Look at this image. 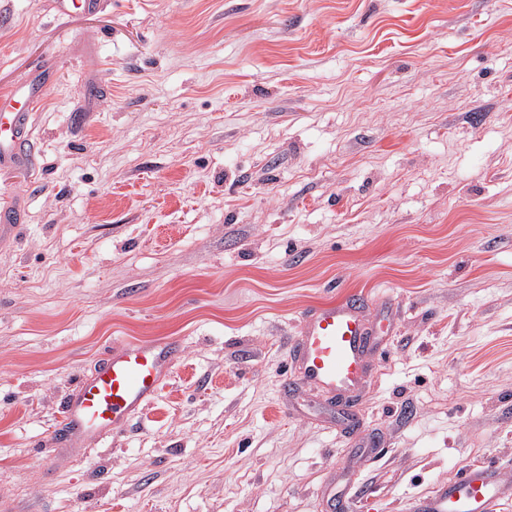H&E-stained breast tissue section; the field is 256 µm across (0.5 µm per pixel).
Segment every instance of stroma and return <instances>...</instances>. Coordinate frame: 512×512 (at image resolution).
I'll list each match as a JSON object with an SVG mask.
<instances>
[{"label": "stroma", "instance_id": "obj_1", "mask_svg": "<svg viewBox=\"0 0 512 512\" xmlns=\"http://www.w3.org/2000/svg\"><path fill=\"white\" fill-rule=\"evenodd\" d=\"M45 58L36 174L0 172V512L512 486V0H0V91ZM348 294L374 346L334 400L290 344ZM156 336L183 353L155 399L49 448L103 349ZM23 215V208L18 200L11 201L7 205H0V238L2 243L17 229Z\"/></svg>", "mask_w": 512, "mask_h": 512}]
</instances>
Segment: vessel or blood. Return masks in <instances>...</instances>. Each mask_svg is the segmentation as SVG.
Instances as JSON below:
<instances>
[{
    "instance_id": "vessel-or-blood-1",
    "label": "vessel or blood",
    "mask_w": 512,
    "mask_h": 512,
    "mask_svg": "<svg viewBox=\"0 0 512 512\" xmlns=\"http://www.w3.org/2000/svg\"><path fill=\"white\" fill-rule=\"evenodd\" d=\"M53 80L47 64L35 65L19 86L0 92V170L30 175L29 123ZM23 215L19 201L0 205V238L11 236ZM358 300H331L310 308L294 350L304 378L329 392L357 390L363 377L367 327ZM183 350L180 339L158 336L106 347L91 376L78 380L64 401L49 443L71 452L88 441L124 429L129 419L157 394ZM512 501L492 465L467 468L452 485L438 486L412 503V512H501Z\"/></svg>"
}]
</instances>
